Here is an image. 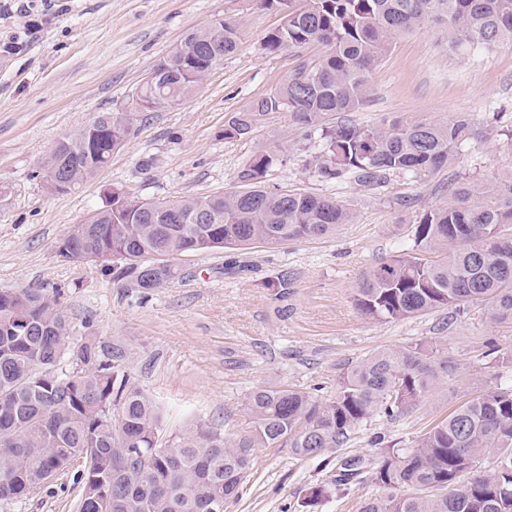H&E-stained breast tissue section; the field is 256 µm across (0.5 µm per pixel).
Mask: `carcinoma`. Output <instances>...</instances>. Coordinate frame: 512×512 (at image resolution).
<instances>
[{
	"mask_svg": "<svg viewBox=\"0 0 512 512\" xmlns=\"http://www.w3.org/2000/svg\"><path fill=\"white\" fill-rule=\"evenodd\" d=\"M282 23L262 49L295 51L297 61L270 93L232 115L224 137L242 138L256 121L288 111L316 139L315 173L380 184L388 174L420 178L457 159L477 128L456 114L430 121L389 116L377 125L328 126L327 115L355 112L369 100V76L396 40L428 23L448 47L490 49L512 43V0H258ZM313 45L316 58L303 55ZM239 47L227 19L192 30L160 61L140 99L165 105L191 97L208 76L186 57L223 59ZM134 113L98 112L50 152L51 165L76 186L122 148ZM277 158L258 154L237 174L243 191L204 198L131 201L95 211V222L67 245L95 256L143 296L181 276L175 257L249 245L328 237L353 213L320 195L265 188ZM453 200L425 213L411 248L365 271L354 303L377 321L436 309L485 306L492 324L512 323V177L489 186L449 188ZM66 312L43 288L0 291V500L24 496L75 461H83L79 512H213L238 494L251 448L287 446L300 458L337 448L376 412L401 416L454 371L438 345L378 351L341 375L334 399L295 388L251 393L252 438L233 440L195 426L162 445L156 404L125 374L127 351L98 336L69 340ZM498 454L486 471L480 461ZM350 479L382 489L361 512H512V389L490 386L425 432L408 448L344 463Z\"/></svg>",
	"mask_w": 512,
	"mask_h": 512,
	"instance_id": "cac0c4a2",
	"label": "carcinoma"
}]
</instances>
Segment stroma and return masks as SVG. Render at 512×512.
Returning <instances> with one entry per match:
<instances>
[{
  "label": "stroma",
  "mask_w": 512,
  "mask_h": 512,
  "mask_svg": "<svg viewBox=\"0 0 512 512\" xmlns=\"http://www.w3.org/2000/svg\"><path fill=\"white\" fill-rule=\"evenodd\" d=\"M27 5L0 0V47L16 45L0 50V290L59 289L74 337L94 334L125 348L129 380L158 406L164 439L196 424L235 440L252 437L253 391L293 387L329 400L344 371L383 348L435 342L460 366L414 411L370 416L343 447L309 458L254 447L252 467L224 512H360L376 489L337 486L342 463L372 458L380 438L411 445L482 383L512 388V365L500 360L512 352V324H489L482 307L375 321L353 300L362 273L412 246L415 225L447 204L449 186L512 174V43L452 51L433 26L397 42L370 77V102L328 123L461 113L480 136L453 166L422 178L393 173L371 190L352 179L318 178L310 165L316 150L291 113H271L247 136L225 138L229 117L271 92L296 63L290 50L262 49L279 18L256 0H43L47 20L37 29ZM225 17L240 47L192 97L142 113L125 146L80 186L66 193L45 187L39 167L61 138L96 113L126 111L142 79L189 31ZM261 153L281 158L268 190L335 198L354 222L322 239L178 256L182 279L145 298L102 265L56 253L64 232L112 191L160 200L234 191L240 168ZM82 471L73 463L37 491L0 501V512H78ZM317 484L329 493L307 506Z\"/></svg>",
  "instance_id": "1"
}]
</instances>
